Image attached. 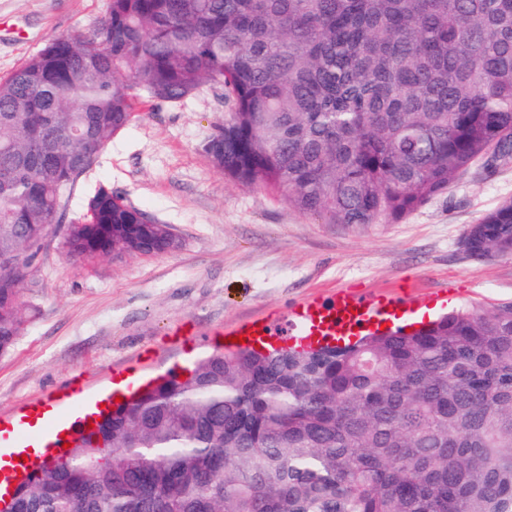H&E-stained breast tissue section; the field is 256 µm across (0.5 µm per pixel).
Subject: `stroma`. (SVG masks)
<instances>
[{
  "instance_id": "35a3bbf8",
  "label": "stroma",
  "mask_w": 512,
  "mask_h": 512,
  "mask_svg": "<svg viewBox=\"0 0 512 512\" xmlns=\"http://www.w3.org/2000/svg\"><path fill=\"white\" fill-rule=\"evenodd\" d=\"M110 0H0V76L56 37L89 33ZM224 119L221 92L147 104L115 134L79 182L68 221L86 200L112 188L171 225L179 249L162 256L70 260L52 229L22 297L30 319L14 350L0 356V415L53 396L76 375L90 390L111 374L151 377L192 366L227 332L284 325L292 308L330 297L408 287L424 320L461 305L512 302V257L468 258L470 224L512 199V160L479 163L398 223L358 229L322 224L266 190L224 178L201 145Z\"/></svg>"
}]
</instances>
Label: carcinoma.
Returning <instances> with one entry per match:
<instances>
[{
	"label": "carcinoma",
	"mask_w": 512,
	"mask_h": 512,
	"mask_svg": "<svg viewBox=\"0 0 512 512\" xmlns=\"http://www.w3.org/2000/svg\"><path fill=\"white\" fill-rule=\"evenodd\" d=\"M222 90L203 151L323 224L399 222L512 158V0H111L0 77V356L64 225L80 262L173 251L79 179L144 101ZM468 256H512V200ZM0 512H512V303L344 346L239 347L157 378L35 468Z\"/></svg>",
	"instance_id": "cac0c4a2"
}]
</instances>
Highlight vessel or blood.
Here are the masks:
<instances>
[{
	"mask_svg": "<svg viewBox=\"0 0 512 512\" xmlns=\"http://www.w3.org/2000/svg\"><path fill=\"white\" fill-rule=\"evenodd\" d=\"M412 312V306L400 298L358 296L341 288L328 300L296 306L290 325L308 343L340 341ZM113 397L109 390L90 398L81 380L75 379L65 395L67 409H60L55 400H40L0 421V500L11 499L36 464L62 456L64 443L94 431L103 406L111 404Z\"/></svg>",
	"mask_w": 512,
	"mask_h": 512,
	"instance_id": "1",
	"label": "vessel or blood"
}]
</instances>
